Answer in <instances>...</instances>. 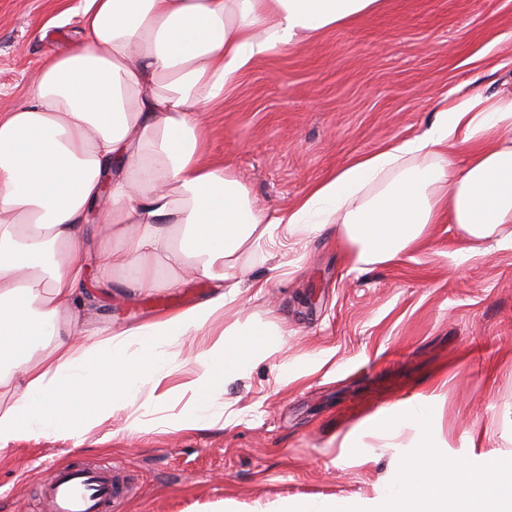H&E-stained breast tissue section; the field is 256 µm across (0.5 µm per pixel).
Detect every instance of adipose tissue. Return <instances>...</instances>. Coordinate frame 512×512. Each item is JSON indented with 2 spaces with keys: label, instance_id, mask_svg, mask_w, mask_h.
I'll return each instance as SVG.
<instances>
[{
  "label": "adipose tissue",
  "instance_id": "obj_1",
  "mask_svg": "<svg viewBox=\"0 0 512 512\" xmlns=\"http://www.w3.org/2000/svg\"><path fill=\"white\" fill-rule=\"evenodd\" d=\"M380 0H84L82 38L40 66L0 112V454L31 433L77 434L144 384L174 345L208 331L239 295V258L278 226L336 224L354 264L417 250L433 224L484 239L512 224V92L438 107L421 134L357 157L288 209L251 200L208 153L206 112L254 59L364 16ZM380 190L365 195L371 183ZM126 273L133 293L188 280L208 296L122 329L90 316ZM263 323L235 325L195 356L196 425L229 376L272 352ZM494 479L422 451L405 458L378 512H512V463Z\"/></svg>",
  "mask_w": 512,
  "mask_h": 512
}]
</instances>
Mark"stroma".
<instances>
[{
    "label": "stroma",
    "instance_id": "35a3bbf8",
    "mask_svg": "<svg viewBox=\"0 0 512 512\" xmlns=\"http://www.w3.org/2000/svg\"><path fill=\"white\" fill-rule=\"evenodd\" d=\"M80 0H0V112L42 61L81 38ZM512 91V0H383L381 9L254 60L209 114V153L264 208L292 206L312 185L393 139L416 135L448 95ZM453 224L389 264L354 269L336 225L274 233L245 255L254 276L281 264L264 292L243 289L209 336L174 345L160 390L88 429L25 435L0 456V512H51L41 484L54 463L116 466L123 512H273L283 500L348 501L375 512L416 430L372 431L432 401V451L482 469L512 460V242L479 243L466 260ZM206 282L133 294L113 280L96 318L113 328L203 300ZM284 330L278 349L225 381L211 417L173 422L194 377L191 355L238 324ZM294 378L280 379L281 367Z\"/></svg>",
    "mask_w": 512,
    "mask_h": 512
}]
</instances>
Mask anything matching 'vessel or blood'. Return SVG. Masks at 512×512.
<instances>
[{"mask_svg": "<svg viewBox=\"0 0 512 512\" xmlns=\"http://www.w3.org/2000/svg\"><path fill=\"white\" fill-rule=\"evenodd\" d=\"M43 489L54 512H118L127 485L111 473L73 465L52 468Z\"/></svg>", "mask_w": 512, "mask_h": 512, "instance_id": "b4317fda", "label": "vessel or blood"}]
</instances>
